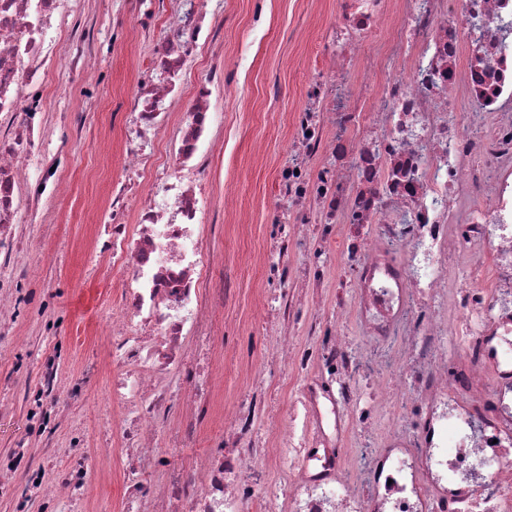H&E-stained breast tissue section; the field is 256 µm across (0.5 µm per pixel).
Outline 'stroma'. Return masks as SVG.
Here are the masks:
<instances>
[{
  "label": "stroma",
  "mask_w": 512,
  "mask_h": 512,
  "mask_svg": "<svg viewBox=\"0 0 512 512\" xmlns=\"http://www.w3.org/2000/svg\"><path fill=\"white\" fill-rule=\"evenodd\" d=\"M338 9L339 0H224L223 13L213 18L222 43L200 47L184 78L187 104L201 71L227 58L238 63L212 100L218 136L203 173L205 240L233 294L212 315L222 340L217 360L224 389L209 400V420L192 443L196 451L223 441L225 404L255 399L272 417L288 418L296 383L282 376L274 333L253 322L251 304L266 286L262 253L278 210L282 150L315 51ZM173 11V0H155L149 16L138 0H80L57 35L59 51L79 42L97 58L98 70L88 81L59 66L41 85L45 151L31 159L30 174L38 176L52 159L64 190L23 215L16 227L23 250L0 260V295L11 304L0 325V454L26 448L35 460L49 459L51 472L63 473L100 453L83 501L59 503L54 512H118L119 469L111 455L118 439L102 433L112 362L109 339L99 331L118 303V276L100 255L112 184L125 166L134 83ZM261 360L266 383L255 388L245 373ZM50 361L58 367L60 400L47 406L39 424L31 407Z\"/></svg>",
  "instance_id": "obj_1"
}]
</instances>
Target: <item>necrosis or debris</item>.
Returning <instances> with one entry per match:
<instances>
[{"instance_id": "necrosis-or-debris-1", "label": "necrosis or debris", "mask_w": 512, "mask_h": 512, "mask_svg": "<svg viewBox=\"0 0 512 512\" xmlns=\"http://www.w3.org/2000/svg\"><path fill=\"white\" fill-rule=\"evenodd\" d=\"M401 23L386 56L350 80L365 37L389 18L392 0H344L284 150L275 195L289 202L264 260L278 298L258 294L255 322L279 313L300 325L305 348L281 361L302 384L275 440L257 447L256 408H224V446L181 463L223 380L211 359L192 358L190 334L212 333L211 314L231 294L213 279L202 240L203 188L196 178L212 140L207 102L223 72L192 89L176 148L153 164L150 142L175 98V79L200 43L221 33L207 22L224 0H178L169 34L141 71L125 141V176L112 192L103 260L119 270L120 301L103 327L111 338L110 404L119 405L127 464L122 512H411L416 459L438 462L444 422L459 417L467 441L454 451L446 486L464 512H512V441L498 468L466 467L490 450L487 433L512 417V0H401ZM78 0H0V256L15 248L22 202L47 179L30 181L46 112L47 71L66 63L91 73L86 55L60 60L55 33ZM315 235H307V225ZM353 273L337 284L327 317L307 314L300 286L323 287L325 247ZM302 251L299 266L290 251ZM354 323L362 338L344 333ZM458 338L455 355L447 341ZM187 397L164 447L156 411L173 385ZM282 480L266 481L269 464ZM26 465L45 500H79L88 471L44 480L24 449L0 457V471ZM163 468L155 482L151 469ZM391 483L390 497L376 488Z\"/></svg>"}]
</instances>
